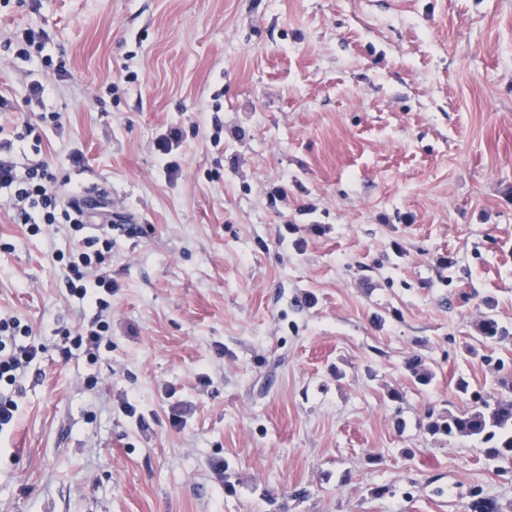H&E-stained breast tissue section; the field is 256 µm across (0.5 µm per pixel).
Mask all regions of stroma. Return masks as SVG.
<instances>
[{
  "label": "stroma",
  "instance_id": "1",
  "mask_svg": "<svg viewBox=\"0 0 512 512\" xmlns=\"http://www.w3.org/2000/svg\"><path fill=\"white\" fill-rule=\"evenodd\" d=\"M0 99L10 158L112 227V343L66 354L76 234L0 190V315L46 347L0 512H512L422 427L512 359L477 329L489 296L512 328V0H0ZM461 495L469 499V512H501L498 502L486 497L477 486L470 487Z\"/></svg>",
  "mask_w": 512,
  "mask_h": 512
}]
</instances>
